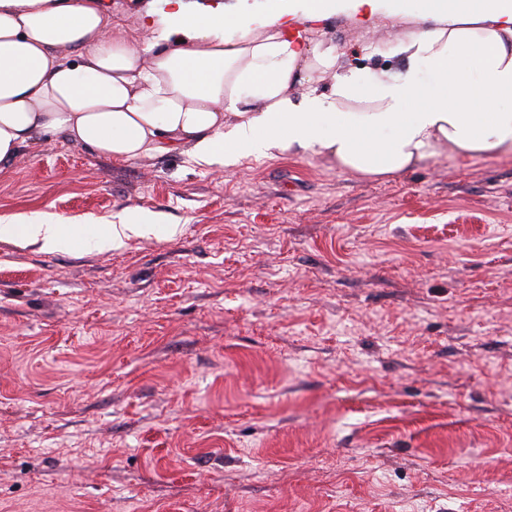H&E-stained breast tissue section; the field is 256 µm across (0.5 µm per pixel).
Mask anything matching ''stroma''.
<instances>
[{
    "mask_svg": "<svg viewBox=\"0 0 512 512\" xmlns=\"http://www.w3.org/2000/svg\"><path fill=\"white\" fill-rule=\"evenodd\" d=\"M405 31L309 37L394 78ZM137 208L176 235L0 239V512H512V153L373 180L47 134L0 170L5 221Z\"/></svg>",
    "mask_w": 512,
    "mask_h": 512,
    "instance_id": "35a3bbf8",
    "label": "stroma"
}]
</instances>
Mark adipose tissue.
<instances>
[{"mask_svg": "<svg viewBox=\"0 0 512 512\" xmlns=\"http://www.w3.org/2000/svg\"><path fill=\"white\" fill-rule=\"evenodd\" d=\"M334 16L408 23L403 72L350 70L319 91L336 53L306 32ZM138 19L147 37L134 43L113 36L106 0H0V168L43 134L112 159L183 149L206 166L298 148L364 178L441 145L512 152V0H143ZM150 233L175 229L146 210L118 224L36 213L0 225V239L47 253Z\"/></svg>", "mask_w": 512, "mask_h": 512, "instance_id": "1", "label": "adipose tissue"}]
</instances>
